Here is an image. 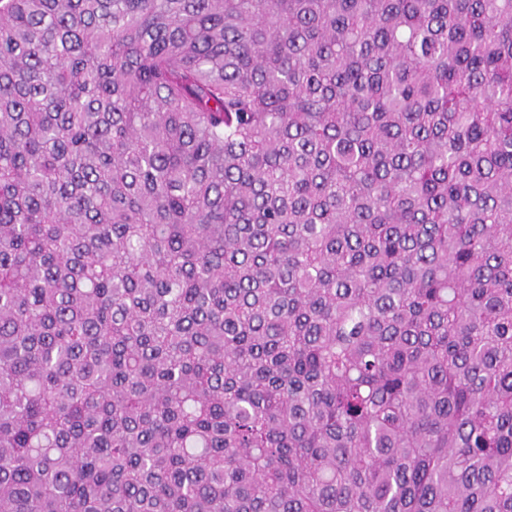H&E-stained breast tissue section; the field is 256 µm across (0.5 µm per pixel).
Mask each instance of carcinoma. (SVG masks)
Wrapping results in <instances>:
<instances>
[{"mask_svg": "<svg viewBox=\"0 0 512 512\" xmlns=\"http://www.w3.org/2000/svg\"><path fill=\"white\" fill-rule=\"evenodd\" d=\"M0 512H512V0H0Z\"/></svg>", "mask_w": 512, "mask_h": 512, "instance_id": "cac0c4a2", "label": "carcinoma"}]
</instances>
